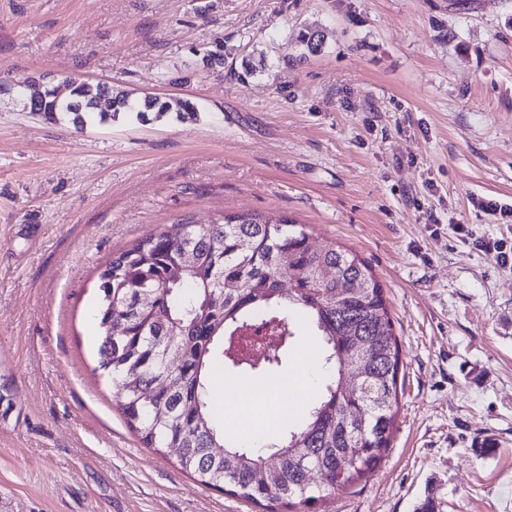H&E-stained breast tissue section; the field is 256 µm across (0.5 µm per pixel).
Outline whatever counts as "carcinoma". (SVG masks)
Segmentation results:
<instances>
[{
  "label": "carcinoma",
  "instance_id": "1",
  "mask_svg": "<svg viewBox=\"0 0 512 512\" xmlns=\"http://www.w3.org/2000/svg\"><path fill=\"white\" fill-rule=\"evenodd\" d=\"M71 86L83 109L63 116L76 129L121 112L140 122L171 112L156 95L133 99L101 82ZM220 276L222 296L214 288ZM98 290L100 328L113 319L125 325V334L103 336L97 355L127 426L161 454L180 449L173 454L178 465L202 484L264 512L312 509L388 450L400 359L383 288L357 255L312 245L305 225L248 213L177 223L112 257ZM146 290L154 302L141 307ZM297 310L316 329L336 376L296 424L270 434L258 452L225 433L211 406V374L219 366L273 375L286 360ZM250 325L273 327L280 341L263 361L240 364L229 358L227 338ZM345 376L368 386L369 397L344 393ZM310 462L320 485L311 480Z\"/></svg>",
  "mask_w": 512,
  "mask_h": 512
}]
</instances>
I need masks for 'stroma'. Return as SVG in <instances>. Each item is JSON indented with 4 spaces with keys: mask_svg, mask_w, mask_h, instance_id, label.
<instances>
[{
    "mask_svg": "<svg viewBox=\"0 0 512 512\" xmlns=\"http://www.w3.org/2000/svg\"><path fill=\"white\" fill-rule=\"evenodd\" d=\"M69 77L199 114L25 109L22 82ZM505 205L512 0H0V512H258L145 447L97 359L112 257L228 213L308 225L384 289L391 444L315 512H512V269L485 248H512ZM294 332L286 395L316 341Z\"/></svg>",
    "mask_w": 512,
    "mask_h": 512,
    "instance_id": "1",
    "label": "stroma"
}]
</instances>
